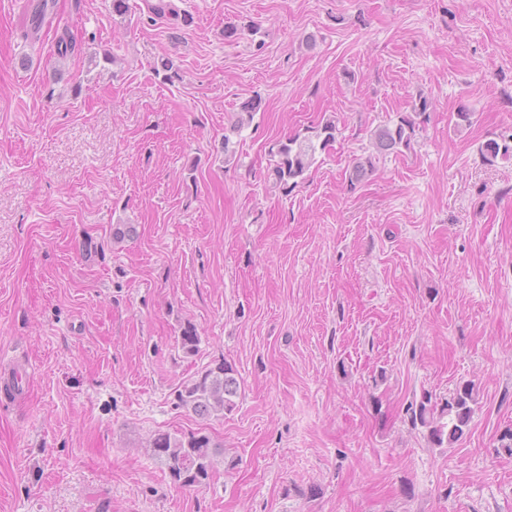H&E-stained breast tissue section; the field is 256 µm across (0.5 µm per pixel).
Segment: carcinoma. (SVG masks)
Instances as JSON below:
<instances>
[{
  "label": "carcinoma",
  "mask_w": 512,
  "mask_h": 512,
  "mask_svg": "<svg viewBox=\"0 0 512 512\" xmlns=\"http://www.w3.org/2000/svg\"><path fill=\"white\" fill-rule=\"evenodd\" d=\"M429 109L425 98L412 105L413 115L399 114L398 119L375 129L372 133L376 154L358 161L349 174L350 181H359L364 173L377 168L379 156L387 152L408 149L419 127L414 116H424ZM337 126L328 118L314 127L313 134L300 138L293 136L280 143L278 159L272 168L274 184L297 185V179L317 163V154L335 141ZM484 161L512 157V145L496 140L486 141L480 149ZM197 328L187 324L182 328L180 345L187 354L198 350ZM241 380L232 365L222 362L206 368L189 378L177 391V406L202 420L219 418L232 413L237 407ZM475 404V384L466 382L456 388L449 398L439 400L424 392L410 402L406 418L414 429L427 432L429 442L438 448L457 442L468 428ZM152 457L167 471L171 480L183 487H200L209 483L214 470L224 460V448L213 443L199 431L159 432L150 443Z\"/></svg>",
  "instance_id": "obj_1"
}]
</instances>
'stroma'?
<instances>
[{
    "label": "stroma",
    "instance_id": "35a3bbf8",
    "mask_svg": "<svg viewBox=\"0 0 512 512\" xmlns=\"http://www.w3.org/2000/svg\"><path fill=\"white\" fill-rule=\"evenodd\" d=\"M36 2L0 0V354L32 372L0 393V512H512V159L479 153L512 138V0ZM422 96L411 148L350 183ZM222 361L236 410L178 408ZM464 381L469 427L432 446L405 408ZM180 429L223 446L209 486L152 458ZM309 136H293L280 143L277 149L278 159L272 168L274 184L287 186L289 181L297 185V179L317 163V154L330 142L335 141L337 126L334 119L321 121Z\"/></svg>",
    "mask_w": 512,
    "mask_h": 512
}]
</instances>
